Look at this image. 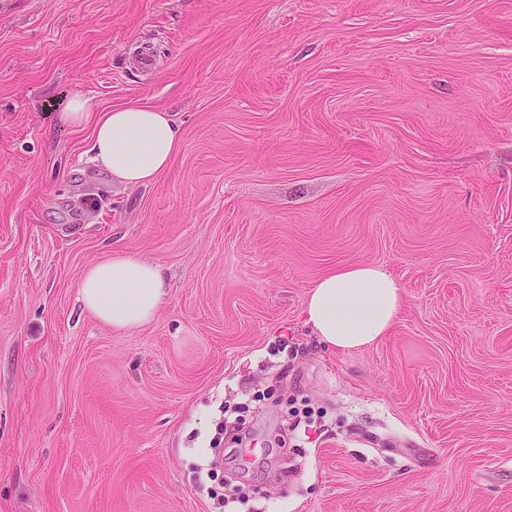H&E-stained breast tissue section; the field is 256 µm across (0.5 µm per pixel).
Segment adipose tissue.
Returning <instances> with one entry per match:
<instances>
[{
  "mask_svg": "<svg viewBox=\"0 0 512 512\" xmlns=\"http://www.w3.org/2000/svg\"><path fill=\"white\" fill-rule=\"evenodd\" d=\"M62 121L92 124L94 161L127 186H146L170 165L179 135L170 113L150 107L95 112L90 98L74 95ZM84 308L115 330H132L155 316L167 295L154 262L123 250L89 264L79 284ZM404 293L384 268L361 263L332 269L311 286L304 317L325 345L351 350L375 343L398 321Z\"/></svg>",
  "mask_w": 512,
  "mask_h": 512,
  "instance_id": "1",
  "label": "adipose tissue"
}]
</instances>
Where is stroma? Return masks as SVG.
<instances>
[{"label":"stroma","instance_id":"stroma-1","mask_svg":"<svg viewBox=\"0 0 512 512\" xmlns=\"http://www.w3.org/2000/svg\"><path fill=\"white\" fill-rule=\"evenodd\" d=\"M78 93L170 112L168 170L112 182ZM115 249L168 288L128 331ZM356 263L404 308L332 349ZM0 512H512V0H0ZM79 288L84 308L115 330H132L153 319L167 295L161 268L124 250L89 264ZM404 293L384 268L361 263L332 269L311 286L305 323L331 348L351 350L375 343L398 321Z\"/></svg>","mask_w":512,"mask_h":512}]
</instances>
